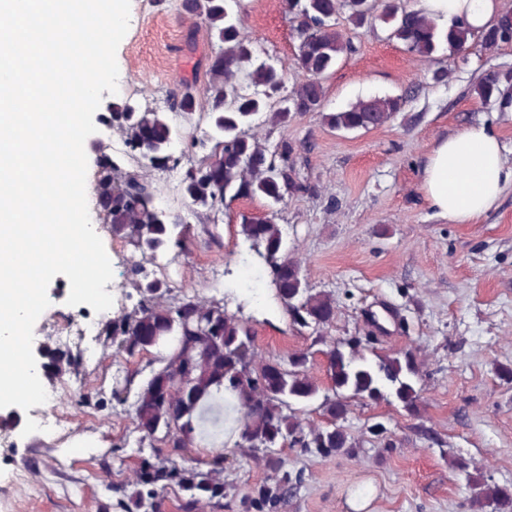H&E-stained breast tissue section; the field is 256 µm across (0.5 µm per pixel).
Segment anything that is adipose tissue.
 I'll return each mask as SVG.
<instances>
[{
  "mask_svg": "<svg viewBox=\"0 0 512 512\" xmlns=\"http://www.w3.org/2000/svg\"><path fill=\"white\" fill-rule=\"evenodd\" d=\"M424 11L442 20L462 18L473 29L494 21L500 0H421ZM512 186V164L485 126L448 136L433 149L424 168L423 190L437 215L469 224Z\"/></svg>",
  "mask_w": 512,
  "mask_h": 512,
  "instance_id": "obj_1",
  "label": "adipose tissue"
}]
</instances>
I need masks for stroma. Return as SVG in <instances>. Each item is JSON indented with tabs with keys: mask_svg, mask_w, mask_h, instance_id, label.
Listing matches in <instances>:
<instances>
[{
	"mask_svg": "<svg viewBox=\"0 0 512 512\" xmlns=\"http://www.w3.org/2000/svg\"><path fill=\"white\" fill-rule=\"evenodd\" d=\"M181 0H131L128 31L116 52L118 91L104 94L86 139L90 221L111 260L114 283L109 317L135 307L140 293L126 270L129 248L112 239L94 191L97 146L121 155L119 134L102 120L107 108L132 99L164 109L169 88L188 79L204 88L197 62L214 41L205 23L185 14ZM347 11L338 29L353 47L323 78L324 109L336 112L360 100L403 94L402 112L378 128L340 134L310 112L275 125L259 115L252 131L261 143L297 146L294 167L307 192L277 209L261 200H238L218 217L219 244L206 245L201 224L189 255L166 268L180 290L223 304L225 312L254 332L259 359L312 349L307 374L320 388L331 385L321 344L348 341L363 353L413 350L420 363V412L410 417L398 403L351 401L343 426L358 444L355 454L322 455L283 448L282 468L296 483L285 497L259 505L273 488L264 453L238 449L224 459V498L202 501L192 512H471L472 486L450 457L469 470L512 486V381L499 367L512 365V187L470 224L435 216L422 188L424 167L436 144L485 124L512 163V106L481 104L472 88L490 70L512 71V45L484 50L471 41L462 57L408 54L382 25L357 28ZM241 31L258 55L283 69L288 87L305 76L295 67L297 39L283 0H242ZM447 71L444 82L432 79ZM279 224L291 260L313 292L331 294L336 314L321 336L297 331L264 264L238 236L241 215ZM69 283L55 276L49 307L34 325L35 343L53 336L50 324L65 320ZM81 357L73 374L44 381L42 417L60 420L49 432L24 426L0 444V512H123L135 469L149 448L139 443L130 404L111 398L113 386L146 380L153 356L131 360L104 336L71 339ZM385 427L383 435L371 425Z\"/></svg>",
	"mask_w": 512,
	"mask_h": 512,
	"instance_id": "stroma-1",
	"label": "stroma"
}]
</instances>
